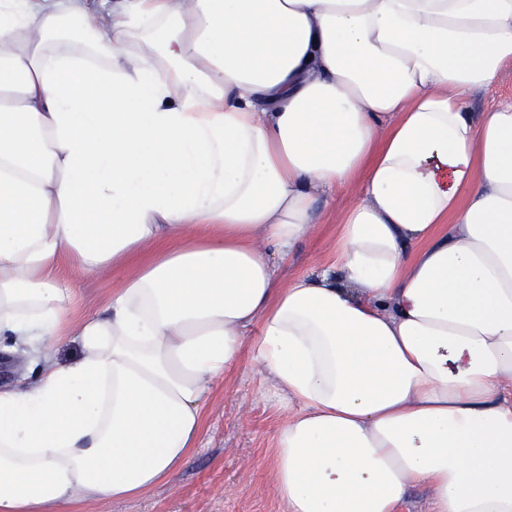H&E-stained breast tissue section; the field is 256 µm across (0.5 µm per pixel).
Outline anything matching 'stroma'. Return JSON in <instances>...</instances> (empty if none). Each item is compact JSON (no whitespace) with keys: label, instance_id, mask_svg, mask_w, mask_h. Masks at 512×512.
Segmentation results:
<instances>
[{"label":"stroma","instance_id":"35a3bbf8","mask_svg":"<svg viewBox=\"0 0 512 512\" xmlns=\"http://www.w3.org/2000/svg\"><path fill=\"white\" fill-rule=\"evenodd\" d=\"M342 207V201L331 203L332 217L296 245L290 273L309 272L327 260L336 235L335 214ZM35 371L11 337L0 335V385L31 380ZM280 421V411L266 397L260 376L243 365L234 368L209 397L201 444L177 475L140 498L97 504L95 512H280L269 480Z\"/></svg>","mask_w":512,"mask_h":512}]
</instances>
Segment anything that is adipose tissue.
Listing matches in <instances>:
<instances>
[{
  "instance_id": "1",
  "label": "adipose tissue",
  "mask_w": 512,
  "mask_h": 512,
  "mask_svg": "<svg viewBox=\"0 0 512 512\" xmlns=\"http://www.w3.org/2000/svg\"><path fill=\"white\" fill-rule=\"evenodd\" d=\"M509 63L512 0H0V512L173 478L245 357L283 512H512ZM512 101V67L505 68L487 90L476 92L472 98L474 112L487 110ZM344 201V199H339L331 203L329 209L336 211V216L334 214L324 220L322 224H317L313 235L296 245L294 253L289 260V265L285 270L287 274L288 271L292 274L307 273L321 262L327 260L336 235V222ZM77 301V313L82 315L97 310L112 291V278L85 281L71 275ZM35 371L29 356L14 346L11 337L0 335V385L31 380ZM398 512H430L431 494L426 487H413L404 501L397 507Z\"/></svg>"
}]
</instances>
